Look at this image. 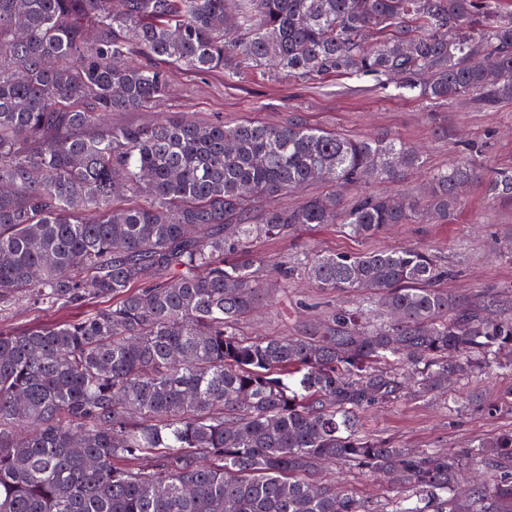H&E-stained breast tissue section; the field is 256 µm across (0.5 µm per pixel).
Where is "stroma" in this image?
I'll return each instance as SVG.
<instances>
[{
  "instance_id": "obj_1",
  "label": "stroma",
  "mask_w": 512,
  "mask_h": 512,
  "mask_svg": "<svg viewBox=\"0 0 512 512\" xmlns=\"http://www.w3.org/2000/svg\"><path fill=\"white\" fill-rule=\"evenodd\" d=\"M173 93L159 111L116 112V124L148 122L157 115H178L200 121L279 125L294 112L308 124L352 139L391 134L419 147L424 168L407 172L394 182L367 181L362 189L377 194H398L419 187L428 173L448 167L470 153L485 168H512V103L480 110L462 102L428 107L394 90H371L366 81L328 76L319 81L277 80L253 71L239 83L223 75H197L173 71ZM398 247H421L451 270L444 281L449 293L471 298L492 295L512 305V198L488 196L485 182L473 183L454 219L445 224H396L387 232L358 238L341 225L301 230L285 239L258 244V252L271 261L300 263L319 251L363 253ZM365 291L336 294L298 277L288 284H272L244 321L247 336H302L336 306L366 304ZM66 313L20 302L0 312V329L18 331L59 321ZM512 368L491 367L452 379L447 393L409 395L393 404L376 405L359 417V435L387 439L403 448H434L463 454L466 478L482 476L484 465L467 451L512 431ZM496 410H488V403ZM323 477L360 499L369 512L400 496L398 485L369 472L340 464L328 466Z\"/></svg>"
}]
</instances>
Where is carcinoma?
I'll return each instance as SVG.
<instances>
[{
  "label": "carcinoma",
  "mask_w": 512,
  "mask_h": 512,
  "mask_svg": "<svg viewBox=\"0 0 512 512\" xmlns=\"http://www.w3.org/2000/svg\"><path fill=\"white\" fill-rule=\"evenodd\" d=\"M499 0H0V311L104 307L0 330V512H367L321 465L388 474L389 512H512V431L470 450L489 470L462 508L463 459L356 433L359 414L501 364L512 316L438 287L423 248L269 264L261 239L341 224L367 237L454 215L468 158L420 194H306L395 181L423 164L398 137L169 117L114 125L171 95L167 68L304 81L369 78L428 105L512 102V15ZM365 289L305 336L239 324L265 273ZM151 463L134 466L140 454Z\"/></svg>",
  "instance_id": "obj_1"
}]
</instances>
